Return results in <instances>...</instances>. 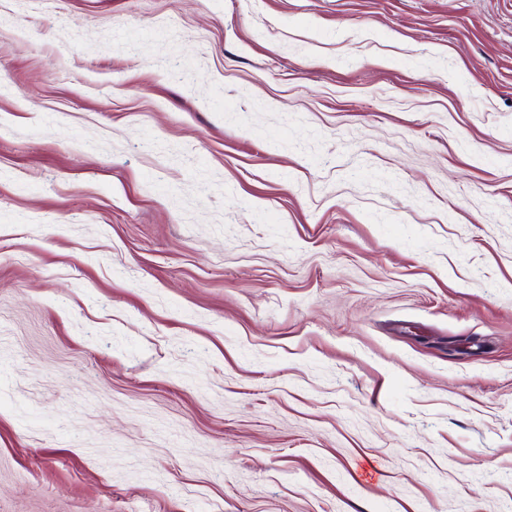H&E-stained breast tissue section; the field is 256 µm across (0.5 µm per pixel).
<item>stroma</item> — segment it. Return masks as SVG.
<instances>
[{"mask_svg":"<svg viewBox=\"0 0 512 512\" xmlns=\"http://www.w3.org/2000/svg\"><path fill=\"white\" fill-rule=\"evenodd\" d=\"M0 512H512V0H0Z\"/></svg>","mask_w":512,"mask_h":512,"instance_id":"obj_1","label":"stroma"}]
</instances>
